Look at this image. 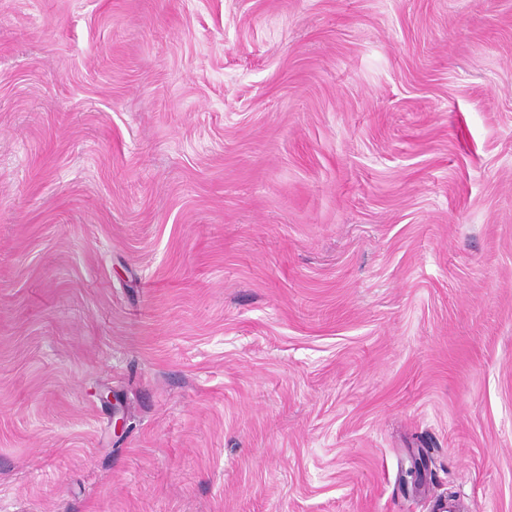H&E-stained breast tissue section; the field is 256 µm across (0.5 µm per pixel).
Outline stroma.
Returning a JSON list of instances; mask_svg holds the SVG:
<instances>
[{
  "instance_id": "stroma-1",
  "label": "stroma",
  "mask_w": 512,
  "mask_h": 512,
  "mask_svg": "<svg viewBox=\"0 0 512 512\" xmlns=\"http://www.w3.org/2000/svg\"><path fill=\"white\" fill-rule=\"evenodd\" d=\"M442 502L512 512V0H0V512Z\"/></svg>"
}]
</instances>
